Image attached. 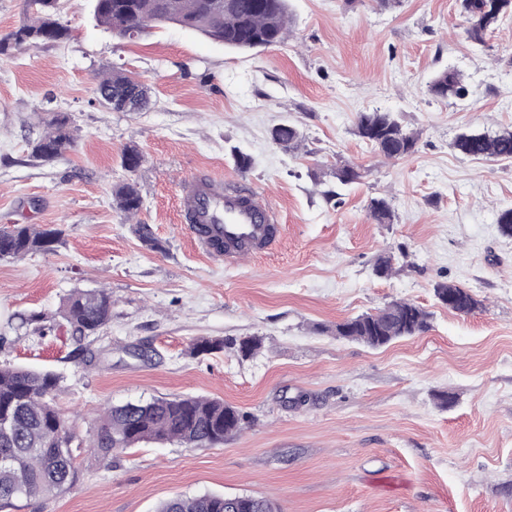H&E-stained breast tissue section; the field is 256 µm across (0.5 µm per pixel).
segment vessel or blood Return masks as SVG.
Returning <instances> with one entry per match:
<instances>
[{
  "instance_id": "b4317fda",
  "label": "vessel or blood",
  "mask_w": 512,
  "mask_h": 512,
  "mask_svg": "<svg viewBox=\"0 0 512 512\" xmlns=\"http://www.w3.org/2000/svg\"><path fill=\"white\" fill-rule=\"evenodd\" d=\"M180 209L197 248L211 262L231 266L273 249L286 235L270 202L197 171L181 178Z\"/></svg>"
}]
</instances>
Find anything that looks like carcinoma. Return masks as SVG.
Returning <instances> with one entry per match:
<instances>
[{"label": "carcinoma", "instance_id": "carcinoma-1", "mask_svg": "<svg viewBox=\"0 0 512 512\" xmlns=\"http://www.w3.org/2000/svg\"><path fill=\"white\" fill-rule=\"evenodd\" d=\"M57 0H32L40 15L0 39V54L11 44L53 42L67 35L56 17ZM466 17L465 35L476 44L499 19L475 12L479 0H458ZM96 20L120 39L130 30L144 33L152 26L175 24L198 31L229 50L246 51L281 44L289 22L288 0H94ZM97 94L106 103L130 101L136 112L150 108L148 88L122 71L99 80ZM428 91L442 100L462 99L466 88L461 74L444 70L429 82ZM355 135L372 145L387 159H399L415 152L417 137L407 131L395 112H360ZM272 140L288 150L300 145L302 136L290 124L271 129ZM73 144L69 120L57 115L47 123V131L36 141L33 157L52 161L62 157ZM454 147L463 155L481 159H512V130L494 135L470 129L460 132ZM115 207L127 219L142 206L137 186L119 184L113 190ZM368 212L378 224H391L394 212L385 197H373ZM59 233L33 224H14L0 229V259L54 250ZM457 296L462 305L457 313H468L478 301L464 288L441 282L435 286L440 302ZM62 322H57L56 318ZM112 318V298L104 290H75L62 303L57 316L33 315L28 323L41 336L66 329L75 342L96 335ZM429 328V313L410 301H393L374 313H363L336 325V335L379 348L395 340L419 335ZM61 377L50 371L24 366H0V510L14 502L69 490L78 479L75 451L83 448L107 456L117 448H131L144 441L189 446H214L224 437L243 429L248 418L234 407L216 399L175 396L147 402L126 403L108 408L84 441L62 416L55 393ZM156 512H281L273 501L252 495L202 493L176 495L164 500Z\"/></svg>", "mask_w": 512, "mask_h": 512}]
</instances>
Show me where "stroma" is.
<instances>
[{"label": "stroma", "instance_id": "35a3bbf8", "mask_svg": "<svg viewBox=\"0 0 512 512\" xmlns=\"http://www.w3.org/2000/svg\"><path fill=\"white\" fill-rule=\"evenodd\" d=\"M289 5L282 44L234 52L173 24L120 40L93 0H58L67 38L0 54V227L35 224L61 239L52 253L0 259V364L60 374L57 403L82 438L105 408L162 397L221 399L251 418L213 447L80 453L70 490L8 512H155L204 492L267 498L282 512H512V239L496 223L512 209V160L453 146L467 127L512 128V15L481 46L465 38L458 0ZM446 68L463 74L464 99L429 94ZM118 70L148 87V111L98 97L99 78ZM376 109L418 133L415 153L390 160L354 136L357 114ZM59 113L72 149L33 159ZM285 121L302 135L297 150L270 137ZM131 145L143 156L133 172L122 164ZM340 164L358 169L356 183L337 186ZM190 170L267 194L287 237L215 266L180 222ZM128 180L142 196L133 220L112 198ZM376 196L394 223L369 216ZM384 253L394 270L379 278ZM440 282L468 289L478 308L448 310ZM76 289L112 297L108 326L80 344L89 363L68 334L22 323ZM395 300L424 308L428 330L379 349L332 334ZM252 337L262 347L242 357ZM202 339L224 347L194 353Z\"/></svg>", "mask_w": 512, "mask_h": 512}]
</instances>
